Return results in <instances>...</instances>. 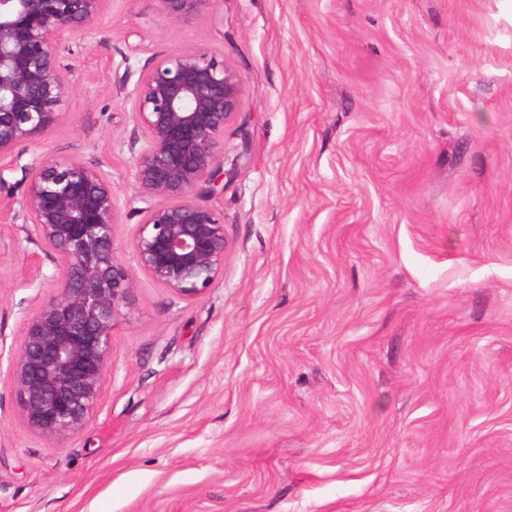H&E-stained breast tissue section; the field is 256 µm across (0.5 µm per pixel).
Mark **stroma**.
Wrapping results in <instances>:
<instances>
[{
  "label": "stroma",
  "instance_id": "1",
  "mask_svg": "<svg viewBox=\"0 0 512 512\" xmlns=\"http://www.w3.org/2000/svg\"><path fill=\"white\" fill-rule=\"evenodd\" d=\"M74 86L21 144L107 173L128 266L131 94L195 47L233 67L224 273H137L86 427L24 422L0 359V512H512V0H215L190 23L106 0ZM0 188V352L53 257ZM39 262L43 279L28 277Z\"/></svg>",
  "mask_w": 512,
  "mask_h": 512
}]
</instances>
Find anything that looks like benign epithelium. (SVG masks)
Returning a JSON list of instances; mask_svg holds the SVG:
<instances>
[{"instance_id": "benign-epithelium-1", "label": "benign epithelium", "mask_w": 512, "mask_h": 512, "mask_svg": "<svg viewBox=\"0 0 512 512\" xmlns=\"http://www.w3.org/2000/svg\"><path fill=\"white\" fill-rule=\"evenodd\" d=\"M105 2L0 0V187L18 147L62 119L73 85L60 48L72 37L93 38ZM158 2L166 17L184 22L204 18L216 0ZM241 108L235 70L193 48L159 59L133 91L143 143L132 176L143 218L132 250L142 272L185 298L223 274L224 224L196 196L225 175L221 136ZM23 170L30 186L17 216L56 266L53 291L25 318L8 370L27 425L61 446L100 400L112 330L131 310L136 278L114 247L118 200L105 173L49 154Z\"/></svg>"}]
</instances>
